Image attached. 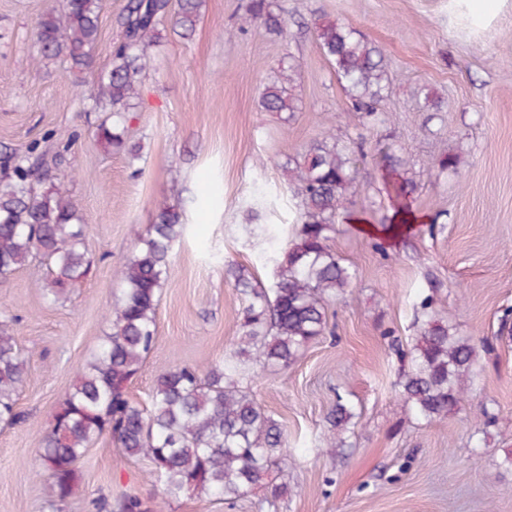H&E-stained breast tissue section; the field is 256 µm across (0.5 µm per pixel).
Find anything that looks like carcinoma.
Instances as JSON below:
<instances>
[{
    "label": "carcinoma",
    "instance_id": "1",
    "mask_svg": "<svg viewBox=\"0 0 512 512\" xmlns=\"http://www.w3.org/2000/svg\"><path fill=\"white\" fill-rule=\"evenodd\" d=\"M169 0H127L119 17L121 41L112 52L111 68L90 90L89 99L112 106V121L98 125L96 135L116 150L126 148V117L157 39V24ZM201 0H180L174 21L178 35L194 31ZM99 0H59L41 16L33 45V61L62 58L76 69L94 67L99 36ZM260 23L276 36L287 32L286 11L271 0H250L242 25ZM314 39L331 63L363 125L380 120L385 64L382 50L356 30L334 20L315 26ZM262 107L268 112L297 109L291 78L265 87ZM36 147L28 153L0 155V276L34 262L48 271L47 295L67 298L86 276V225L65 186L68 174L44 165ZM364 158L349 138L310 143L287 161L291 183L300 198V222L286 246L267 257L273 284L267 288L248 268L230 265L224 280L243 297L235 336L221 363L207 368L175 366L157 374L144 402L129 388L154 350L160 289L172 275L170 253L185 231L176 206L162 204L136 252L116 271L122 294L109 316L104 336L86 367L78 372L49 426L38 432L37 447L52 496L65 501L79 483L78 462L105 435L130 456L151 461L148 483L160 497L129 495L120 512H164L184 496L213 497L232 504L255 490L263 492L258 508L288 496V482L273 475L286 463L288 439L283 424L241 385L248 364L286 367L328 325L329 303L353 285L355 270L329 245L336 216L344 209ZM393 183L402 222H408L407 198L415 191L403 176L404 161L380 151ZM50 182L43 194L36 182ZM433 296L421 301L416 336L401 352L408 370L398 394L414 415L430 422L445 419L473 390L477 350L470 338L431 312ZM28 373V360L9 328L0 326V422L21 419L18 396ZM356 414L342 396L327 416L325 440L333 448H349Z\"/></svg>",
    "mask_w": 512,
    "mask_h": 512
}]
</instances>
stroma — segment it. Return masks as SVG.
Returning <instances> with one entry per match:
<instances>
[{
    "instance_id": "35a3bbf8",
    "label": "stroma",
    "mask_w": 512,
    "mask_h": 512,
    "mask_svg": "<svg viewBox=\"0 0 512 512\" xmlns=\"http://www.w3.org/2000/svg\"><path fill=\"white\" fill-rule=\"evenodd\" d=\"M288 32L241 27L249 0H204L193 35L159 28L152 61L130 108L126 140L135 154L94 135L106 116L87 91L109 67L127 0H102L97 67L70 71L59 60L34 65L33 29L55 0H0V149L19 153L68 144V184L87 226V277L67 300L50 302L46 271L34 264L0 279V324L28 358L19 395L23 422L0 426V512H93L91 501L153 494L145 458L127 457L101 438L79 462L80 482L52 500L42 474L37 430L46 428L79 370L109 330L121 295L115 270L154 222L160 202L183 210L186 230L171 253L157 342L130 392L146 399L168 368L219 363L237 329L240 295L224 283L228 261L264 284V261L299 219L282 167L327 130L361 137L348 212L330 244L357 278L329 306L328 327L288 367L258 368L246 385L285 425L294 459L292 494L259 507L251 495L227 504L185 496L166 512H512V471L496 468L512 449V337H499L512 308V0L475 26L450 0H273ZM378 45L388 64L381 120L361 125L312 34L321 17ZM294 75L292 118L264 111L260 96L280 71ZM440 99L433 108L431 99ZM391 147L417 183L414 218L398 237L377 226L393 216L378 152ZM457 155V170L433 158ZM260 218L248 223L249 211ZM435 310L471 338L480 376L456 413L417 419L396 392L406 369L397 345L414 334L416 305L432 282ZM357 417L345 456L327 448L326 416L337 397ZM493 403L497 419L485 423Z\"/></svg>"
}]
</instances>
